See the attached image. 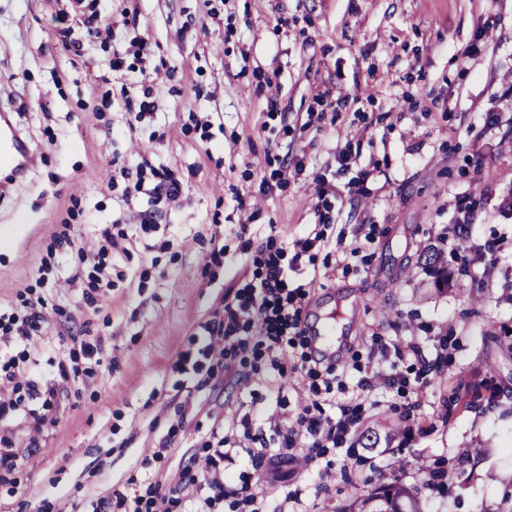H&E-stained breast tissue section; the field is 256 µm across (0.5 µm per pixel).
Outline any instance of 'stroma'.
<instances>
[{"mask_svg":"<svg viewBox=\"0 0 512 512\" xmlns=\"http://www.w3.org/2000/svg\"><path fill=\"white\" fill-rule=\"evenodd\" d=\"M89 2L112 37L88 36L67 0H0V110L39 153L0 197V313L38 298L46 317L42 336L0 341V357L57 391L37 441L22 413L0 411L18 454L0 469V512H94L116 492L113 512H164L162 494L188 460L204 463L216 430L233 456L227 484L250 475L260 512H338L394 481L426 512H512V0ZM64 28L80 52L63 48ZM142 38L156 109L132 131L124 102L142 76L109 65ZM327 89L347 95L339 111L319 99ZM144 152L181 181V205L154 228L128 225L106 296L68 285L79 250L126 211L107 188L112 157ZM321 175L336 190L320 198ZM462 198L477 203L464 239ZM321 213L326 246L296 255ZM65 221L76 246L50 251ZM426 248L444 271L423 264ZM270 257L305 287L287 366L333 327L326 346L348 385L362 368L395 377L344 401L360 404L364 429L400 427L401 446L252 466L247 449L277 450L274 427H294L302 408L340 416L322 379L280 377L257 349H205L226 292L259 283ZM413 336L431 372L396 359ZM436 466L453 477L442 491L424 483Z\"/></svg>","mask_w":512,"mask_h":512,"instance_id":"35a3bbf8","label":"stroma"}]
</instances>
